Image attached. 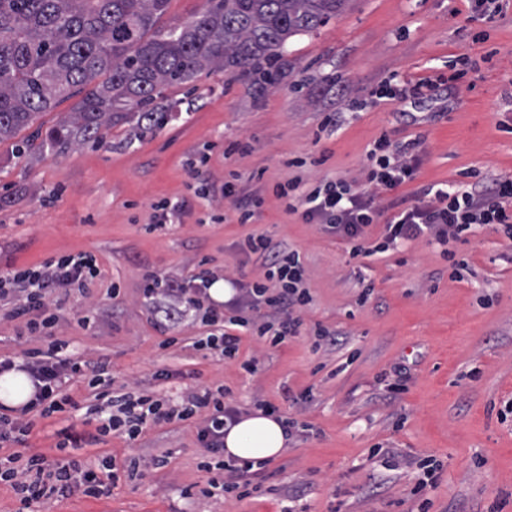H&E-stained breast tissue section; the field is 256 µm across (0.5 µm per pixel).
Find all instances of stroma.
Listing matches in <instances>:
<instances>
[{
    "instance_id": "35a3bbf8",
    "label": "stroma",
    "mask_w": 512,
    "mask_h": 512,
    "mask_svg": "<svg viewBox=\"0 0 512 512\" xmlns=\"http://www.w3.org/2000/svg\"><path fill=\"white\" fill-rule=\"evenodd\" d=\"M500 7L489 20L468 0H351L317 32L289 41L274 85L205 71L166 90L159 129L140 132L131 115L104 129L101 142L61 152L21 151L18 137L0 143V270L77 252L97 259L96 287L71 297L61 321L77 357L110 360L118 387L163 394L221 386L240 409L268 401L300 424L267 467L268 493L181 498L180 489L203 479V450L195 428L176 422L78 452L92 465L108 455L163 456L164 467L98 500L43 501L40 512H281L291 491L299 512H417L410 490L417 461L428 456L440 465L429 512H512V415L499 418L512 399V246L492 227H474L446 248L416 240L358 265L343 240L268 197L256 229L300 252L313 297L305 320L336 338L318 350L305 336L271 349L246 335L237 360L218 362L188 346L199 328L187 322L178 344L163 350L140 291L145 273L187 276L204 258L228 279L254 274L237 249L244 227L213 222L223 203L198 197L228 168L250 190L296 177L359 180L371 143L386 132L425 143L416 179L382 192L383 203L414 204L424 187L459 182L470 170L512 176V0ZM459 56L476 69L455 75L448 62ZM438 75L437 96L414 107L377 95L395 76ZM331 112L344 123L320 134ZM245 137L253 151L225 160V144ZM295 158L304 166H292ZM162 199L188 201L184 223L145 233ZM456 258L469 264L459 279L451 276ZM362 276L375 289L361 306ZM252 357L260 361L253 376L240 368ZM162 370L171 379H160ZM401 371L406 387L390 394ZM70 393L78 409L37 419L21 454L60 458L57 429L84 430L92 396L81 380Z\"/></svg>"
}]
</instances>
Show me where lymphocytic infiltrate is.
<instances>
[{"label":"lymphocytic infiltrate","instance_id":"f902f5d3","mask_svg":"<svg viewBox=\"0 0 512 512\" xmlns=\"http://www.w3.org/2000/svg\"><path fill=\"white\" fill-rule=\"evenodd\" d=\"M423 150L421 139L392 142L388 136L376 139L367 152L363 180L323 179L306 182L295 179L277 185L274 194L286 214L304 223L320 224L350 243L351 258L398 250L404 242L428 239L439 244L460 239L475 225H493L512 242V178L499 177L484 183L460 182L446 187H428L412 207L389 212L381 204V192L415 179ZM236 172L223 182H211L202 194L211 199L221 194L229 204L224 219L252 224L260 217L265 199L260 195L240 196ZM382 224L379 242L366 247L363 240L374 224ZM241 252L253 257L260 273L252 281H232L233 296L224 302L211 299L209 288L218 280L216 271L200 268L188 277L146 274L142 295L177 301V308L152 309L155 328L162 334L161 348L175 344L172 332L189 315L199 317L203 334L191 347L223 362L236 359L241 337L250 334L270 347H278L310 329L315 347L332 343L329 331L320 325L306 326L304 313L312 301L306 286L307 269L298 251L272 242L262 233H247L238 243ZM99 274L95 258L86 252L49 258L37 266L0 272V321L16 323L35 345L15 356L0 359V373L17 369L31 378L33 399L14 413H0V485L10 488L19 507L33 512L42 499L81 494L97 499L108 484L121 478L145 476L164 467L165 457H130L123 462L105 458L92 468L77 459H49L41 453L27 456L15 452V445L30 435L35 417L48 418L74 407L67 384L83 375L94 389V402L87 407L96 426L93 434L82 435L70 428L58 430L57 449L77 448L82 442L115 435L137 440L147 426L193 422L196 439L206 457L199 468L207 475L206 485L197 493L206 498H243L256 491L255 479L264 469L261 461L225 460L224 425L235 421L240 410L227 402V389L192 386L177 397L121 387L113 389L108 362L100 361L84 370L69 351L67 340L57 329L71 292L87 294ZM184 489L182 497H191Z\"/></svg>","mask_w":512,"mask_h":512}]
</instances>
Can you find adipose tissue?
Wrapping results in <instances>:
<instances>
[{"instance_id": "adipose-tissue-1", "label": "adipose tissue", "mask_w": 512, "mask_h": 512, "mask_svg": "<svg viewBox=\"0 0 512 512\" xmlns=\"http://www.w3.org/2000/svg\"><path fill=\"white\" fill-rule=\"evenodd\" d=\"M288 446L278 417L254 408L224 427V455L243 460H271Z\"/></svg>"}]
</instances>
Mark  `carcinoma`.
I'll use <instances>...</instances> for the list:
<instances>
[{"instance_id": "1", "label": "carcinoma", "mask_w": 512, "mask_h": 512, "mask_svg": "<svg viewBox=\"0 0 512 512\" xmlns=\"http://www.w3.org/2000/svg\"><path fill=\"white\" fill-rule=\"evenodd\" d=\"M350 0H205L190 20L160 25L169 0H0V142L29 131L62 151L97 141L136 113L159 128L164 91L205 70L273 82L288 40L340 15ZM80 106L42 133L39 115L76 88Z\"/></svg>"}]
</instances>
